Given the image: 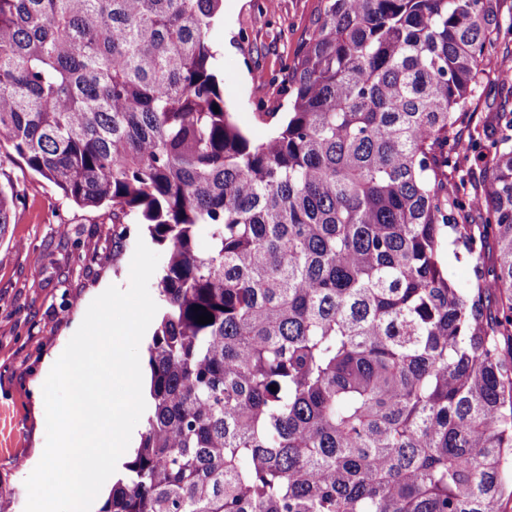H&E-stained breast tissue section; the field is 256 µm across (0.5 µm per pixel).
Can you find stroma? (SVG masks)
<instances>
[{
  "label": "stroma",
  "mask_w": 512,
  "mask_h": 512,
  "mask_svg": "<svg viewBox=\"0 0 512 512\" xmlns=\"http://www.w3.org/2000/svg\"><path fill=\"white\" fill-rule=\"evenodd\" d=\"M318 0H223L209 33L224 77V105L252 140H267L285 112L281 67L313 30ZM0 183L20 200L0 239V512H24L25 480L46 442L45 363L65 349L90 303L128 288L141 226L125 240L112 217L66 199L47 180L0 162Z\"/></svg>",
  "instance_id": "obj_1"
}]
</instances>
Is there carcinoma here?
Instances as JSON below:
<instances>
[{"label":"carcinoma","instance_id":"1","mask_svg":"<svg viewBox=\"0 0 512 512\" xmlns=\"http://www.w3.org/2000/svg\"><path fill=\"white\" fill-rule=\"evenodd\" d=\"M222 2L0 0V162L166 250L145 432L100 512H499L511 76L484 138L461 128L512 25L496 0H320L257 143L215 72ZM469 150L476 229L448 195ZM18 200L0 186V238ZM450 247L471 284L448 280ZM455 167V171L452 173L454 180L458 183L459 178L463 176L465 179H470L474 187L480 171L478 157L472 152H463L457 156Z\"/></svg>","mask_w":512,"mask_h":512}]
</instances>
